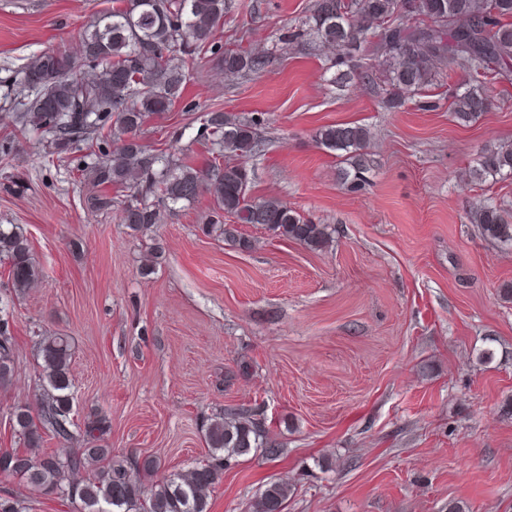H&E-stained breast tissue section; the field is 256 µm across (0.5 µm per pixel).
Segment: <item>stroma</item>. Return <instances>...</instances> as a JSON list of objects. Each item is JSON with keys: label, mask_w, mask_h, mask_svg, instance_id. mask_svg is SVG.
<instances>
[{"label": "stroma", "mask_w": 512, "mask_h": 512, "mask_svg": "<svg viewBox=\"0 0 512 512\" xmlns=\"http://www.w3.org/2000/svg\"><path fill=\"white\" fill-rule=\"evenodd\" d=\"M215 51L266 50L260 74L228 78L209 60L182 99L151 119L150 149L206 167L205 113L261 120L251 194L335 229L313 252L249 224L242 252L204 235L214 199L163 208L151 237L93 215L79 153L45 163L34 134L0 160V224L20 225L40 279L11 307L15 371L0 386V453L19 447L11 416L38 412L39 337L72 342L74 419L104 416L120 458L155 459L143 485L205 460V430L229 408L260 418L282 454L240 457L209 491V512H251L270 481L285 512H512V249L466 217L488 197L512 207V180H461L483 149L512 143V84L462 126L439 88L433 108L389 112L382 86L329 83L333 55L284 44L315 0H226ZM112 0H0V139L14 133L7 84L41 54L75 53ZM358 122L372 133L367 181L338 178L313 132ZM22 182V193L6 184ZM159 242L152 274L140 269ZM26 512H73L0 473Z\"/></svg>", "instance_id": "stroma-1"}]
</instances>
